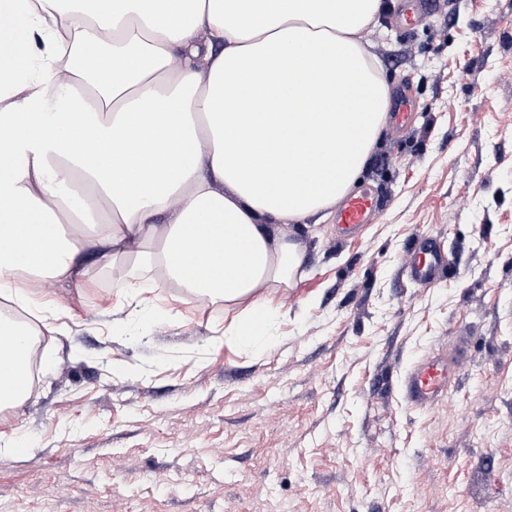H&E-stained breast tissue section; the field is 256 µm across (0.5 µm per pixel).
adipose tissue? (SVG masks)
Returning a JSON list of instances; mask_svg holds the SVG:
<instances>
[{"mask_svg": "<svg viewBox=\"0 0 512 512\" xmlns=\"http://www.w3.org/2000/svg\"><path fill=\"white\" fill-rule=\"evenodd\" d=\"M385 0H0V298L108 270L241 306L270 289L374 151L389 88L359 32ZM208 259L198 268L194 258ZM28 326L0 313V406L30 395Z\"/></svg>", "mask_w": 512, "mask_h": 512, "instance_id": "ef3b65f1", "label": "adipose tissue"}]
</instances>
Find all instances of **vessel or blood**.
<instances>
[{
	"mask_svg": "<svg viewBox=\"0 0 512 512\" xmlns=\"http://www.w3.org/2000/svg\"><path fill=\"white\" fill-rule=\"evenodd\" d=\"M378 206L376 194L351 196L337 209L335 222L342 232H351L368 223ZM447 267V257L432 236L427 237L417 251L409 253L405 262L409 278L427 286L439 281ZM468 347L467 339H460L453 350L432 352L409 369L403 379V392L413 409L429 410L439 403L449 385L459 380Z\"/></svg>",
	"mask_w": 512,
	"mask_h": 512,
	"instance_id": "obj_1",
	"label": "vessel or blood"
}]
</instances>
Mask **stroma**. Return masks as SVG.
<instances>
[{"mask_svg": "<svg viewBox=\"0 0 512 512\" xmlns=\"http://www.w3.org/2000/svg\"><path fill=\"white\" fill-rule=\"evenodd\" d=\"M362 41L406 127L386 121L354 192L381 207L350 235L326 219L294 287L272 289L271 343L224 338L235 310L179 288L127 290L95 257L33 294L32 395L0 409V512H512V0H439ZM437 236L451 274L404 271ZM468 337L429 411L404 400L422 357Z\"/></svg>", "mask_w": 512, "mask_h": 512, "instance_id": "1", "label": "stroma"}]
</instances>
